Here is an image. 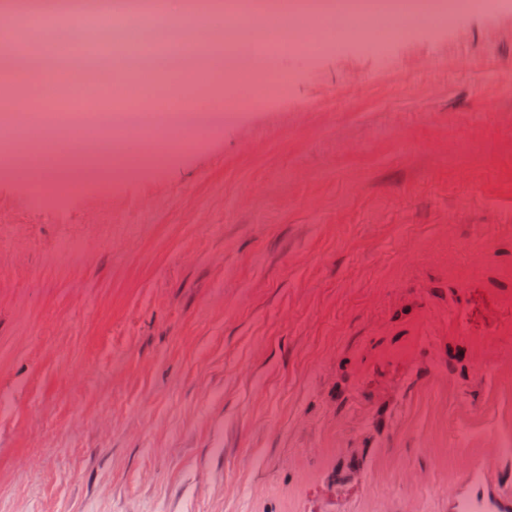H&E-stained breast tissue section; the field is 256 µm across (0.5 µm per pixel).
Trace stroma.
I'll list each match as a JSON object with an SVG mask.
<instances>
[{
	"label": "stroma",
	"instance_id": "stroma-1",
	"mask_svg": "<svg viewBox=\"0 0 512 512\" xmlns=\"http://www.w3.org/2000/svg\"><path fill=\"white\" fill-rule=\"evenodd\" d=\"M389 54L281 50L288 88L85 191L0 174V512H448L395 468L503 425L512 10Z\"/></svg>",
	"mask_w": 512,
	"mask_h": 512
}]
</instances>
